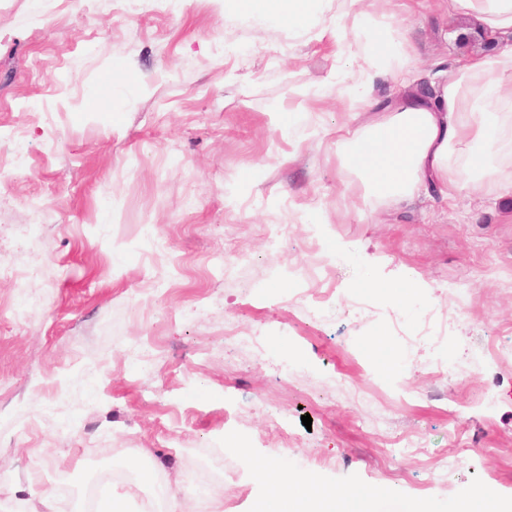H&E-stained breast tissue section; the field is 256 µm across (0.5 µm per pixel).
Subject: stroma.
<instances>
[{"mask_svg": "<svg viewBox=\"0 0 512 512\" xmlns=\"http://www.w3.org/2000/svg\"><path fill=\"white\" fill-rule=\"evenodd\" d=\"M344 7L0 0V268L41 269L0 278V512H81L105 471L147 512L135 450L195 512H256L265 457L374 512H512V194L363 201ZM386 11L418 74L485 52L448 0ZM240 9L252 13H273L294 28H306L313 21L314 0H235Z\"/></svg>", "mask_w": 512, "mask_h": 512, "instance_id": "stroma-1", "label": "stroma"}]
</instances>
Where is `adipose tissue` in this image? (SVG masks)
<instances>
[{
  "label": "adipose tissue",
  "instance_id": "obj_1",
  "mask_svg": "<svg viewBox=\"0 0 512 512\" xmlns=\"http://www.w3.org/2000/svg\"><path fill=\"white\" fill-rule=\"evenodd\" d=\"M240 9L273 13L294 28L313 21V0H236ZM354 18L336 19V37H358L362 22L372 33L356 79L336 86V96L352 116L367 121L336 140V157L353 171L364 198L408 200L415 192L453 197L502 190L493 164L496 153L512 148V48L476 58L448 71L432 95L413 96L405 74L407 49L388 15L363 10L350 0ZM452 9L475 17L492 32L512 31V0H450ZM390 72L406 98L384 111L374 109L371 86ZM259 479L275 480V491L258 512H369L372 494L337 497L301 473L283 474L275 459L256 464Z\"/></svg>",
  "mask_w": 512,
  "mask_h": 512
}]
</instances>
